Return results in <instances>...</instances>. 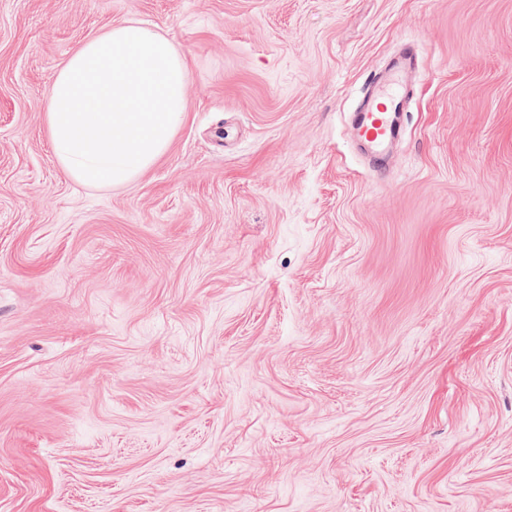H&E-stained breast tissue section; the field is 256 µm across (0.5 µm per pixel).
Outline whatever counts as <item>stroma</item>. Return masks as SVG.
<instances>
[{"label": "stroma", "instance_id": "1", "mask_svg": "<svg viewBox=\"0 0 512 512\" xmlns=\"http://www.w3.org/2000/svg\"><path fill=\"white\" fill-rule=\"evenodd\" d=\"M128 19L184 119L87 187L45 98ZM0 512H512V0H0ZM412 60L407 57L395 62L383 77H377L372 91L363 99L357 113L356 134L377 156L385 155L402 135L398 114L403 112L411 92L408 71Z\"/></svg>", "mask_w": 512, "mask_h": 512}]
</instances>
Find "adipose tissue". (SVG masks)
Returning <instances> with one entry per match:
<instances>
[{"label":"adipose tissue","instance_id":"ef3b65f1","mask_svg":"<svg viewBox=\"0 0 512 512\" xmlns=\"http://www.w3.org/2000/svg\"><path fill=\"white\" fill-rule=\"evenodd\" d=\"M188 70L166 37L124 21L85 41L46 97L62 172L87 186L123 187L169 147L184 117Z\"/></svg>","mask_w":512,"mask_h":512}]
</instances>
